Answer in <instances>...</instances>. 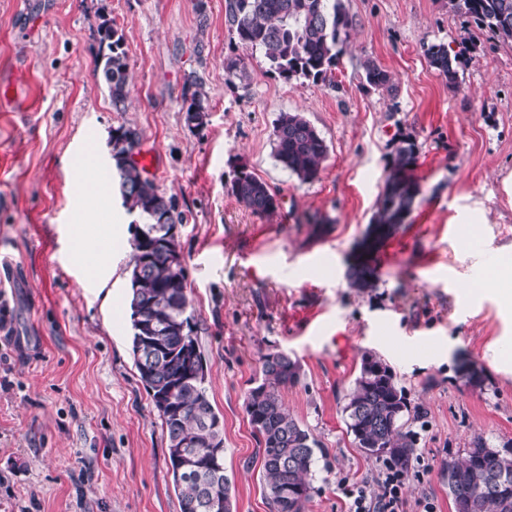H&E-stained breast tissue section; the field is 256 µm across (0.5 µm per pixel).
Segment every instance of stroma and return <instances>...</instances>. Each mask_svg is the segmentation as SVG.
Returning a JSON list of instances; mask_svg holds the SVG:
<instances>
[{
    "mask_svg": "<svg viewBox=\"0 0 512 512\" xmlns=\"http://www.w3.org/2000/svg\"><path fill=\"white\" fill-rule=\"evenodd\" d=\"M195 2L0 0V256L9 267L0 307L10 320L0 337V512H181L167 437L131 352L126 269L140 218L72 191L74 178L110 170L108 139L122 125L155 151L149 176L186 218L183 266L236 512H272L244 399L262 355L276 350L301 365L282 395L319 442L307 512H352L339 482L377 474L343 412L366 354L426 411L411 428L432 469L410 481L405 512L424 499L454 512L448 462L478 440L512 447V281L477 288L512 257V48L475 34L451 85L424 53L434 43L463 48L466 22L448 0H344L356 26L332 80L287 81L238 46L224 0H205L203 28ZM103 14L125 37L123 112L94 72ZM236 56L247 78L232 85L224 61ZM369 58L394 77L396 95L367 87ZM193 71L209 106L200 131L181 112ZM284 112L304 115L328 146L313 181L274 158ZM401 134L418 147L420 194L376 255V287L359 293L348 265ZM241 170L275 193L273 215L232 196ZM79 234L108 243L102 277L72 261ZM465 363L481 385L461 375Z\"/></svg>",
    "mask_w": 512,
    "mask_h": 512,
    "instance_id": "1",
    "label": "stroma"
}]
</instances>
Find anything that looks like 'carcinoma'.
Segmentation results:
<instances>
[{
    "label": "carcinoma",
    "mask_w": 512,
    "mask_h": 512,
    "mask_svg": "<svg viewBox=\"0 0 512 512\" xmlns=\"http://www.w3.org/2000/svg\"><path fill=\"white\" fill-rule=\"evenodd\" d=\"M448 4L490 39L512 47V0H448ZM224 14L237 44L261 51L270 68L288 81L330 79L355 27L343 0H224ZM96 40L95 70L108 91L112 110L123 112L128 101L124 35L104 19ZM425 55L448 83H456L462 55L451 54L441 43L427 46ZM363 68L368 86L396 91L393 77L376 60H366ZM225 74L231 84L244 81L242 59L227 58ZM185 95L184 123L200 130L209 109L202 80L194 72L186 79ZM274 137L275 160L282 169L305 182L317 177L328 148L302 114H282ZM141 139V132L132 127L112 130L110 159L116 194L128 212L144 219L135 227V235H145L148 248L142 254L139 245L133 244L129 262L131 350L139 379L167 435L168 466L181 512H193L203 486L192 471L211 469L213 457L207 454V446L224 443V423L208 395V360L197 338L185 270L172 263L183 257V251L180 234L170 232L169 226L185 223V216L175 198L161 193L136 161ZM415 156V142L399 138L370 221L385 240L395 234L420 193L418 181L408 173ZM230 190L255 214L276 211L275 194L250 172L239 171ZM347 279L358 293L376 286V279L361 267H350ZM261 363V382L248 391L244 405L263 447L262 477L273 512H305L313 492L317 441L291 415L282 397L283 389L298 383L301 366L288 353L277 351L262 355ZM344 412L357 447L368 456L403 464L414 455L417 433L406 427L407 418L418 421L426 412L410 407L406 390L381 358L362 357ZM447 472L454 508L512 512V448L495 450L478 440L463 457L448 464ZM209 492L219 504L215 512H233L232 485L225 470L211 481Z\"/></svg>",
    "instance_id": "cac0c4a2"
}]
</instances>
